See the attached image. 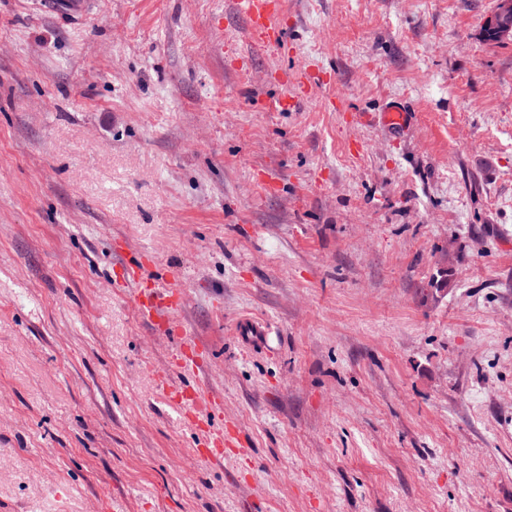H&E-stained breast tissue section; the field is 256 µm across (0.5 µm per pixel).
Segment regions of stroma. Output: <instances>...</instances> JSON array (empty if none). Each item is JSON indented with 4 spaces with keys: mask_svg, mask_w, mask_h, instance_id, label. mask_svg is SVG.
<instances>
[{
    "mask_svg": "<svg viewBox=\"0 0 512 512\" xmlns=\"http://www.w3.org/2000/svg\"><path fill=\"white\" fill-rule=\"evenodd\" d=\"M282 2L273 52L237 0H0V512H512L498 0ZM150 262L147 254H144L138 264L126 266V273L117 284L124 287L134 284L141 318L147 323L159 326L164 324L179 306L180 293L172 285H161L145 275V265ZM199 358L198 344L194 340L183 338L175 352V366L185 372L198 371L203 367V361ZM160 391L173 405L189 406L197 418L208 420L209 416L218 412V406L205 399L198 391L187 392L181 388L170 386L166 380H160Z\"/></svg>",
    "mask_w": 512,
    "mask_h": 512,
    "instance_id": "35a3bbf8",
    "label": "stroma"
}]
</instances>
